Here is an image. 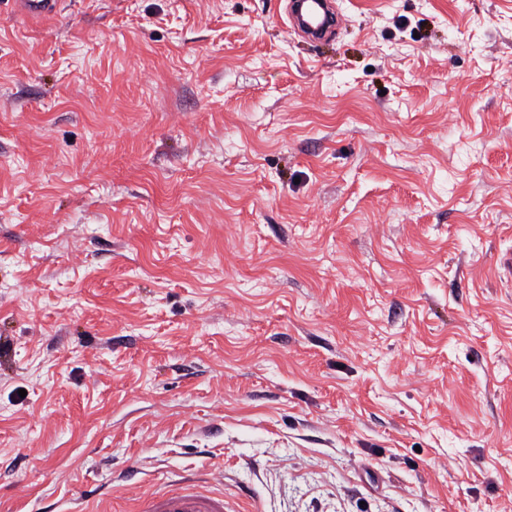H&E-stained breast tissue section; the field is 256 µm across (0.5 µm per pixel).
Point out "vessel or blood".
Segmentation results:
<instances>
[{
    "mask_svg": "<svg viewBox=\"0 0 512 512\" xmlns=\"http://www.w3.org/2000/svg\"><path fill=\"white\" fill-rule=\"evenodd\" d=\"M17 5L32 18H50L58 12V0H17ZM287 20L314 40L330 37L338 24L330 0H289ZM138 512H225V502L223 494L207 489L204 479H188L166 491L141 496Z\"/></svg>",
    "mask_w": 512,
    "mask_h": 512,
    "instance_id": "obj_1",
    "label": "vessel or blood"
}]
</instances>
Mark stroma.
I'll list each match as a JSON object with an SVG mask.
<instances>
[{
    "label": "stroma",
    "instance_id": "obj_1",
    "mask_svg": "<svg viewBox=\"0 0 512 512\" xmlns=\"http://www.w3.org/2000/svg\"><path fill=\"white\" fill-rule=\"evenodd\" d=\"M0 0V512H512V0ZM58 0H18L20 11L31 18H50L58 13ZM302 12L308 19V25H302ZM287 21L294 30H299L305 36L322 40L330 37L338 24L331 1L328 0H291L287 7ZM312 23H316L313 27ZM205 479H187L172 488L141 496L138 499L139 512H224V493L207 489Z\"/></svg>",
    "mask_w": 512,
    "mask_h": 512
}]
</instances>
